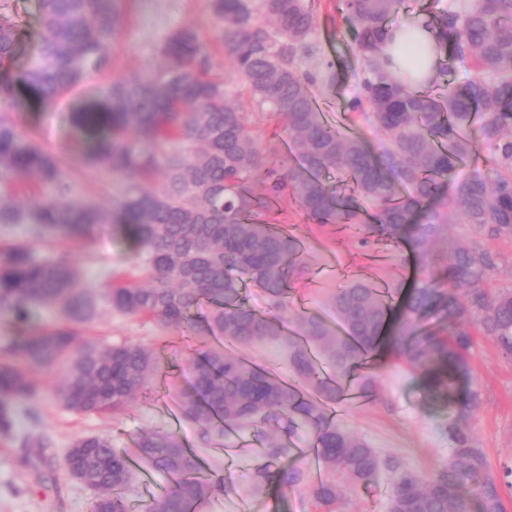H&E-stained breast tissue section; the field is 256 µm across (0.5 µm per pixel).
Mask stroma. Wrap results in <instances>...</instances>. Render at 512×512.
Returning <instances> with one entry per match:
<instances>
[{
  "mask_svg": "<svg viewBox=\"0 0 512 512\" xmlns=\"http://www.w3.org/2000/svg\"><path fill=\"white\" fill-rule=\"evenodd\" d=\"M315 9L319 27L314 41L319 57L304 61L301 69L320 75L323 61L329 60L336 74L333 83L319 82L315 91L318 108L329 123L353 125L375 151H382L387 135L350 110L359 92L360 67L353 34L338 9V0H315ZM211 15L212 0H132L115 48L112 75L118 78L155 71L163 60L162 47L168 36L184 29L196 31L207 42L213 72L223 76L232 100L247 112L260 147L279 143V169L288 171L296 160L282 147L284 133L276 132L274 123L253 107L223 52L208 41ZM81 95V89L75 88L64 92L53 110L32 104L15 110L14 117L22 132L33 134L48 150L64 157L82 190L110 207L120 196L122 180L86 167L83 156L68 148L71 128L66 117ZM270 215L273 223L304 242L299 261L307 274L293 282L280 312L287 327H294L297 317L306 312L332 319L329 297L336 290L339 272L380 285L403 283L415 273L414 256L407 248L382 242L360 246L353 228L312 224L291 198L275 200ZM36 254L42 259L68 257L78 269L82 286L95 294L104 289L108 272L126 271L132 263L128 241L112 224L92 225L78 238L47 239L37 244ZM84 333L104 344L132 342L153 347L160 370L146 395L123 412L105 416L78 415L64 409L52 391L61 378L60 371L37 372V379L45 385L41 398L19 406L13 437L0 436V512H91L90 492L62 467L67 449L79 437L105 433L117 451L132 456L139 435L150 430H162L189 442L209 464L211 476L223 477V493L212 497L200 512H241L240 505L246 500L275 502L278 512H386L392 490V473L386 469L365 487L340 484L341 497L333 506L314 498L312 489L319 474L300 453L313 441L308 429L292 434L288 454L279 461L280 466L304 470L305 480L281 490L256 489L252 478L255 466L266 458V436L274 432V425H267L263 437L253 429L240 430L224 442L201 447L196 429L182 416L178 391L189 385L191 355L210 347L211 337L187 328L164 330L152 322L122 317L103 302ZM470 362L466 387L477 399L468 428L474 447L485 454L491 474L501 481L512 468V359L503 357L491 337L478 336L470 350ZM362 373L373 378L374 390L362 406L344 407L339 425L401 468L430 473L445 463L452 448L447 426L454 412L447 398L431 391L403 361L385 353L367 362ZM30 432L42 436L46 448L22 447L19 435ZM133 485L128 512H143L144 504L163 495L171 480L143 463L134 471Z\"/></svg>",
  "mask_w": 512,
  "mask_h": 512,
  "instance_id": "35a3bbf8",
  "label": "stroma"
}]
</instances>
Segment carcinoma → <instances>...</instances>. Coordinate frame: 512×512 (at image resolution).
<instances>
[{"label":"carcinoma","instance_id":"obj_1","mask_svg":"<svg viewBox=\"0 0 512 512\" xmlns=\"http://www.w3.org/2000/svg\"><path fill=\"white\" fill-rule=\"evenodd\" d=\"M123 2L43 0L40 40L18 72L19 24L13 0H0V103L19 105L25 89L50 105L63 92L112 73ZM339 9L361 63L352 111L388 136L381 152L360 134L328 125L315 106L316 76L299 71L301 59L314 55L313 0L212 3L209 38L224 50L252 103L283 122L289 153L301 162L294 173H278L272 153L254 145L246 113L230 104L191 30L168 40L157 73L113 79L77 105L74 140L87 165L127 179L120 228L149 281L142 286L111 276L102 299L115 314L177 329L193 326L194 308L209 304L201 325L216 345L191 360V387L180 400L202 444L237 427L262 432L273 424L284 435L306 427L325 473L357 486L371 484L384 468L395 474L388 512H505L501 487L465 426L474 394L459 401L448 422L452 457L429 476L381 458L336 424L329 408L342 400L339 379L350 378L361 359L385 346L430 388L448 393L469 372L465 353L473 337H493L512 358V288L488 291L498 254L487 247L512 241V0L436 8L428 27L444 60L436 80L417 90L391 79L378 60L384 35L405 10L403 0H340ZM457 61L474 68L462 85L451 79ZM482 144L491 166L458 179ZM159 168L164 181L157 187L133 180L148 181ZM259 170L269 184L261 195L250 183ZM331 170L351 179L350 195H338L323 180ZM31 177L52 195L14 204L13 194ZM283 194L315 224L359 226L364 246L377 239L415 253L421 278L396 318L391 314L401 289L355 279L330 296L336 324L302 314L293 330L286 328L277 312L288 301L291 280L304 274L296 263L303 243L261 218ZM453 220L467 228L464 238H448ZM110 222L111 212L73 193L63 159L1 112L0 233L9 236L22 226L27 238L0 247V309L19 323L36 307L53 308L60 317L53 328L13 343L25 367L0 364L1 434L12 435L16 408L43 393L30 368L64 366L56 396L77 414L125 409L157 373V356L147 346L82 339L97 298L81 286L72 262L33 254L36 242L53 234ZM247 283L261 292L268 311L249 304ZM428 314L439 315L448 334L425 331L421 320ZM269 344L288 347L291 379L235 353ZM320 361L336 377L318 374ZM268 440V460L254 468L255 485L300 484L301 470L272 469L283 449L275 437ZM136 447L141 459L172 479L144 512H195L224 491V479L198 477L199 458L177 436L145 432ZM62 466L92 492L93 512H127L130 459L112 448L109 436L76 439ZM314 496L324 505L336 503V483L320 480Z\"/></svg>","mask_w":512,"mask_h":512}]
</instances>
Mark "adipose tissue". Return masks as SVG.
<instances>
[{
  "instance_id": "1",
  "label": "adipose tissue",
  "mask_w": 512,
  "mask_h": 512,
  "mask_svg": "<svg viewBox=\"0 0 512 512\" xmlns=\"http://www.w3.org/2000/svg\"><path fill=\"white\" fill-rule=\"evenodd\" d=\"M436 33L417 21L412 31L391 30L382 45V54L391 73L404 79L413 88L425 86L434 75L439 62L435 51Z\"/></svg>"
}]
</instances>
